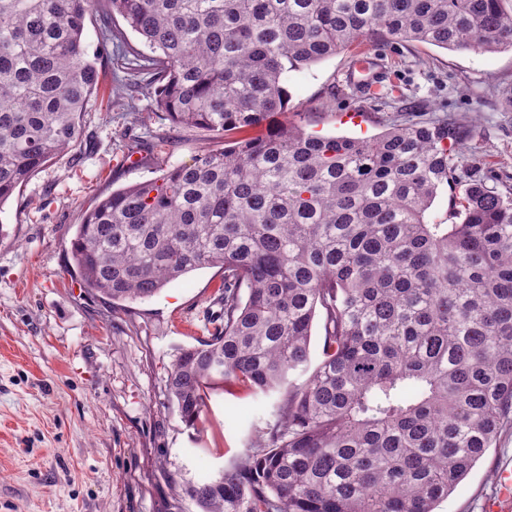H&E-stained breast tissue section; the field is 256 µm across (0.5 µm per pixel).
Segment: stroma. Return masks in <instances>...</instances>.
<instances>
[{"label": "stroma", "instance_id": "stroma-1", "mask_svg": "<svg viewBox=\"0 0 512 512\" xmlns=\"http://www.w3.org/2000/svg\"><path fill=\"white\" fill-rule=\"evenodd\" d=\"M112 29L103 40V26ZM85 42L101 89L77 144L0 208V512H200L190 486L218 477L262 438L273 398L216 384L197 426L166 391L178 348L224 317L219 267L197 270L145 301L117 306L87 288L71 257L84 212L112 191L254 137L174 126L154 88L127 85L125 52L142 39L121 16L91 12ZM386 80L370 95L350 80L347 50L289 72L274 125L370 136L417 120L454 122L471 175L512 189V51L445 50L371 40ZM512 465L503 432L436 512H484Z\"/></svg>", "mask_w": 512, "mask_h": 512}]
</instances>
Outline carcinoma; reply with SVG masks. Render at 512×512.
<instances>
[{
	"mask_svg": "<svg viewBox=\"0 0 512 512\" xmlns=\"http://www.w3.org/2000/svg\"><path fill=\"white\" fill-rule=\"evenodd\" d=\"M506 2L0 0V208L82 132L94 9L150 49L127 65L159 85V111L226 133L283 111L288 72L374 37L512 49ZM459 140L446 122L370 138L284 125L83 214L73 262L114 304L224 269V323L167 370L186 425L219 381L278 396L254 451L190 488L201 512H434L512 426V192L462 179ZM457 184L455 222H430Z\"/></svg>",
	"mask_w": 512,
	"mask_h": 512,
	"instance_id": "cac0c4a2",
	"label": "carcinoma"
}]
</instances>
